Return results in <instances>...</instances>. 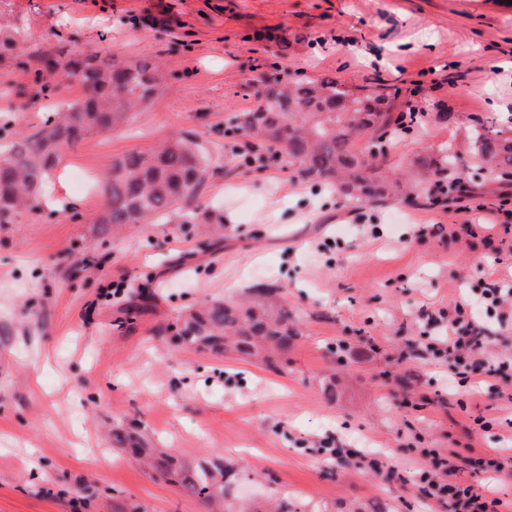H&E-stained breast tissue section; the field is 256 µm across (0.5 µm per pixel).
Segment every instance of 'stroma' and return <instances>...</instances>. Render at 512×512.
Wrapping results in <instances>:
<instances>
[{
	"mask_svg": "<svg viewBox=\"0 0 512 512\" xmlns=\"http://www.w3.org/2000/svg\"><path fill=\"white\" fill-rule=\"evenodd\" d=\"M25 29L23 56L0 59V120L38 130L53 103L84 95L37 58L118 54L149 60L168 86L130 127L86 135L51 173L56 213L0 226V512H208L146 474L112 442L135 430L188 462L219 454L239 496H288L334 512H443L421 492L423 448H512V403L483 376L450 380L425 350L421 309L454 306L512 277V228L449 239L458 179L485 205L512 179L478 170L472 133L512 128V0H6ZM333 76L378 88L393 113L426 115L387 137L378 161L458 156L424 190L355 209L305 178L279 150L233 133L266 80ZM422 95L411 99L412 83ZM209 159L190 206L219 234L170 216L102 236L98 184L117 156L173 132ZM378 235H371L369 217ZM125 282L121 297L100 292ZM273 291L300 334L278 374L234 354L176 347L165 328L211 298ZM148 305L130 315L126 306ZM335 396H328V383ZM489 426L474 439L475 417ZM355 456L338 461L321 441ZM383 460L370 470L364 454Z\"/></svg>",
	"mask_w": 512,
	"mask_h": 512,
	"instance_id": "stroma-1",
	"label": "stroma"
}]
</instances>
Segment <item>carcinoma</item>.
<instances>
[{
    "label": "carcinoma",
    "mask_w": 512,
    "mask_h": 512,
    "mask_svg": "<svg viewBox=\"0 0 512 512\" xmlns=\"http://www.w3.org/2000/svg\"><path fill=\"white\" fill-rule=\"evenodd\" d=\"M25 52L19 26L0 17V57ZM63 71L65 78L81 84L86 96L48 112L42 128L24 137L13 136L10 122L0 124V225L12 224L24 212L41 209L50 174L64 149L93 131H118L147 107L162 89L164 75L148 61L120 56L76 57L62 64L43 58L40 93L49 96L56 85L51 77ZM281 89L267 85L263 112H243L235 117L234 130L247 138H259L263 146L277 148L302 166L314 179L351 206L362 208L400 193L404 186L396 175L375 162V156L356 147L364 138L383 143L397 123L384 107L386 97L356 93L335 77L293 81L273 78ZM478 165L512 176V130L485 126L475 140ZM456 155L438 159L421 156L415 161L422 179L441 174L442 165L454 164ZM208 158L199 143L179 132L153 149L112 159L102 185L107 207L97 223L108 232L132 224H152L182 208L192 199L207 173ZM174 345L222 355L226 352L258 358L266 368L279 372L288 346L299 335L297 323L285 307L265 293L246 301L212 300L193 308L172 324ZM113 441L158 478L173 479L184 495L207 504L236 508L240 471L228 461H204L189 466L161 448H153L144 436L115 429ZM249 512H300V505L283 496L269 505L254 504Z\"/></svg>",
    "instance_id": "1"
}]
</instances>
